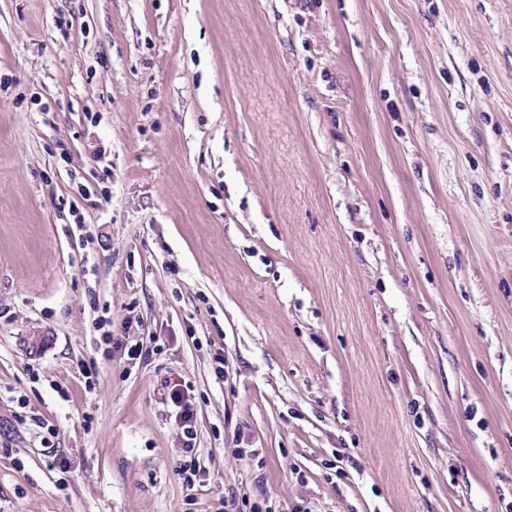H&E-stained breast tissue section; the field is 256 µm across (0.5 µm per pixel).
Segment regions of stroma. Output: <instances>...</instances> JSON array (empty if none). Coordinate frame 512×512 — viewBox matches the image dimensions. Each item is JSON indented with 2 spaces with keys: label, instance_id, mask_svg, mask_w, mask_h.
Returning <instances> with one entry per match:
<instances>
[{
  "label": "stroma",
  "instance_id": "1",
  "mask_svg": "<svg viewBox=\"0 0 512 512\" xmlns=\"http://www.w3.org/2000/svg\"><path fill=\"white\" fill-rule=\"evenodd\" d=\"M243 494L512 512V0H0V512ZM169 399L176 408H179L177 416H179L184 439L182 451L185 454L182 455V462L176 472L182 483L190 490H193L197 479L200 480L201 477L196 452L194 453L197 439V431L194 426V411L186 401L184 394L176 387L171 390Z\"/></svg>",
  "mask_w": 512,
  "mask_h": 512
}]
</instances>
